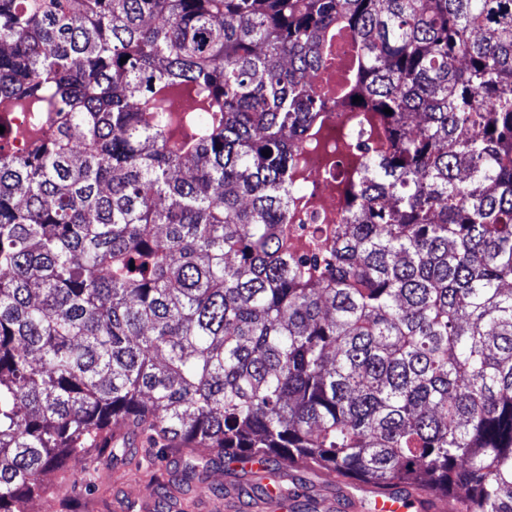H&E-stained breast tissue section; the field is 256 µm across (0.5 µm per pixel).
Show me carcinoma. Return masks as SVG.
Wrapping results in <instances>:
<instances>
[{"label": "carcinoma", "instance_id": "carcinoma-1", "mask_svg": "<svg viewBox=\"0 0 512 512\" xmlns=\"http://www.w3.org/2000/svg\"><path fill=\"white\" fill-rule=\"evenodd\" d=\"M0 126V512L122 429L512 512V0H0ZM354 112H345L333 106L326 112L323 140L319 147L306 149L302 155L306 174L310 204L296 213L290 224L293 234L301 239L310 252L326 253L331 239L325 232L312 239L310 233L315 227L324 230L336 224L338 187L336 172L347 170L359 163V157L348 153L344 138L349 129L354 131Z\"/></svg>", "mask_w": 512, "mask_h": 512}]
</instances>
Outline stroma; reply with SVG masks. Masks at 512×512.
I'll return each mask as SVG.
<instances>
[{
	"label": "stroma",
	"instance_id": "35a3bbf8",
	"mask_svg": "<svg viewBox=\"0 0 512 512\" xmlns=\"http://www.w3.org/2000/svg\"><path fill=\"white\" fill-rule=\"evenodd\" d=\"M154 448L136 449L133 460L107 455L77 456L68 470L83 474L87 489L72 488L67 472L43 474L45 496L34 498L29 512H228L236 502L248 503L251 512H325L326 502L351 497L357 512H373L376 494L372 486L350 485L323 471L292 469L281 474L270 468L267 481L281 478L300 483L298 498L271 503L257 488V480L240 464L217 462L197 470L183 481L180 467L158 460Z\"/></svg>",
	"mask_w": 512,
	"mask_h": 512
}]
</instances>
